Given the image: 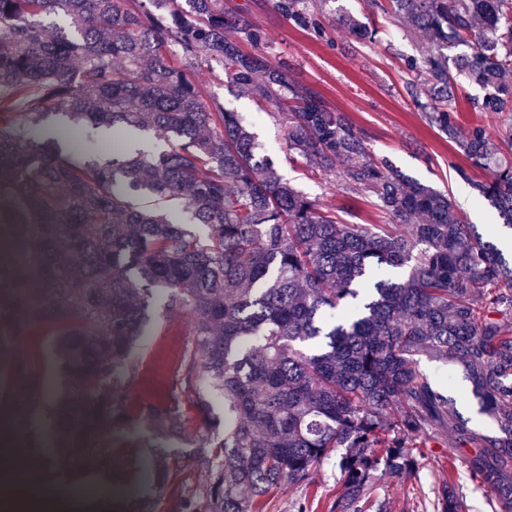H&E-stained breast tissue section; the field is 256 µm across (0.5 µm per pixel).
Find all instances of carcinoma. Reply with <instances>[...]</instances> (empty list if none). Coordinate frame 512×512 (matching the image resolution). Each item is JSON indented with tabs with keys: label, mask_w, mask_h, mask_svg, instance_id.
I'll use <instances>...</instances> for the list:
<instances>
[{
	"label": "carcinoma",
	"mask_w": 512,
	"mask_h": 512,
	"mask_svg": "<svg viewBox=\"0 0 512 512\" xmlns=\"http://www.w3.org/2000/svg\"><path fill=\"white\" fill-rule=\"evenodd\" d=\"M369 3L426 37L406 61L410 97L489 172L477 180L455 167L512 229V127L459 121L461 76L484 91L467 98L470 111L512 119V0ZM272 6L325 35L310 0ZM336 22L373 37L348 16ZM265 41L224 0H0V237L22 253L0 267V390L23 394L22 413L52 407L64 466L110 467L122 456L146 481L133 504L96 483L62 481L53 494L73 512L89 501L103 512H156L172 449L139 454L112 440V429L144 418L168 443L210 444L195 457L207 481L184 512H259L283 478L305 480L333 456L336 512H364L375 476L412 473L414 449L441 432L471 449V476L509 512L512 262L447 194L372 156L342 113L259 54ZM169 42L178 63L161 54ZM205 68L288 113V151L370 192L392 223L343 224L283 181L238 113L204 95L196 75ZM177 206L209 233L184 229ZM154 296L194 317L180 383L193 422L176 396L128 403ZM43 329L56 336L62 395L39 356L14 349ZM424 358L461 369L487 426L470 425ZM213 395L224 399L222 421ZM464 509L443 482L438 512Z\"/></svg>",
	"instance_id": "1"
}]
</instances>
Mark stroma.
Listing matches in <instances>:
<instances>
[{
  "mask_svg": "<svg viewBox=\"0 0 512 512\" xmlns=\"http://www.w3.org/2000/svg\"><path fill=\"white\" fill-rule=\"evenodd\" d=\"M224 5L232 14L244 15L261 27L266 34L264 56L274 63L287 62L290 78L314 87L331 108L342 112L364 133L374 154L388 159L407 176L448 192L467 223L476 225L485 240L499 242L503 221L497 210L488 202L476 201L456 175V167L465 165V158L429 124L406 92V61L418 55L420 38L374 13L365 0H324L322 9L332 17L350 14L375 21V38L366 43L340 26L322 39L295 28L269 0H224ZM197 80L206 97L239 112L244 125L256 133L260 153L276 158L279 174L309 199L335 210L348 224L388 223V216L377 209L370 193L343 189L335 174L311 175L290 160L287 130L275 110L261 109L251 97L224 86L209 71L198 72ZM150 311L151 331L138 352L141 377L129 395L133 404L168 397L175 388L183 353L194 339L190 312H170L155 300ZM192 455L189 448L176 450L173 473L158 512H182L185 498L206 482V474L195 469ZM465 455V450L449 447L447 436L433 438L420 451L415 476L379 477L370 498L385 502L388 512H436L441 484L450 477L464 499L465 512H492L485 490L470 477ZM341 484L335 460L324 461L308 480L285 481L270 491L262 500V512H329Z\"/></svg>",
  "mask_w": 512,
  "mask_h": 512,
  "instance_id": "obj_1",
  "label": "stroma"
}]
</instances>
